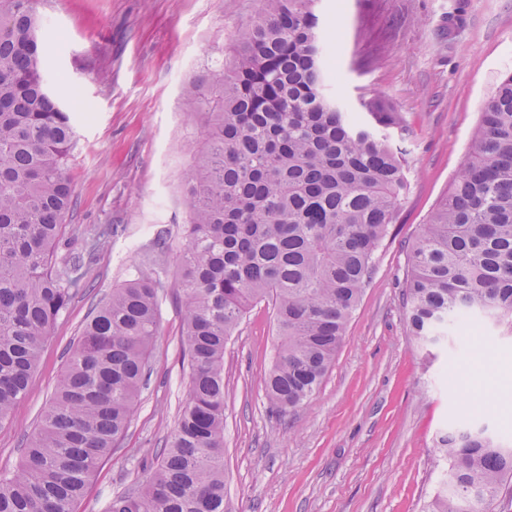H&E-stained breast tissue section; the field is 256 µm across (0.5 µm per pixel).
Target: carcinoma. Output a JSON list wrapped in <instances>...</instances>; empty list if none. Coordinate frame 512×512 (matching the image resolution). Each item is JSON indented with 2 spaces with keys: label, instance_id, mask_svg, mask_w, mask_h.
Wrapping results in <instances>:
<instances>
[{
  "label": "carcinoma",
  "instance_id": "obj_1",
  "mask_svg": "<svg viewBox=\"0 0 512 512\" xmlns=\"http://www.w3.org/2000/svg\"><path fill=\"white\" fill-rule=\"evenodd\" d=\"M38 0H0V427L28 393L56 320L87 287L88 256L66 254L72 202L71 113L50 93L51 43ZM317 0H260L235 35L229 67L183 87L205 120L184 175L189 205L176 288L184 301L188 396L142 487L107 512H227L224 349L253 304L278 332L265 389L285 415L318 389L398 219L404 165L387 131L403 127L383 96L365 117L325 93L335 65ZM410 335L428 344L475 313L512 329V72L482 105L468 157L410 252ZM160 326L157 283L142 275L97 303L41 426L16 470L0 472V512H74L126 432L150 377ZM429 512H492L512 481V443L484 429L450 431Z\"/></svg>",
  "mask_w": 512,
  "mask_h": 512
}]
</instances>
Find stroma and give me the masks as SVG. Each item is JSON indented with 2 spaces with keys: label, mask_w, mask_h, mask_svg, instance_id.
Returning a JSON list of instances; mask_svg holds the SVG:
<instances>
[{
  "label": "stroma",
  "mask_w": 512,
  "mask_h": 512,
  "mask_svg": "<svg viewBox=\"0 0 512 512\" xmlns=\"http://www.w3.org/2000/svg\"><path fill=\"white\" fill-rule=\"evenodd\" d=\"M62 100L80 94L70 160L69 250L113 227L78 294L46 341L27 396L0 427V470L15 468L64 370L66 351L101 297L127 280L157 283L159 335L151 377L118 449L75 512H107L141 487L188 393L184 304L174 287L188 206L183 173L202 124L182 87L259 9L258 0H42ZM339 57L329 78L349 111L381 94L403 112L389 134L405 154L408 191L377 252L345 340L314 396L292 414L265 396L277 331L270 306H250L224 353L228 512H426L444 463L436 438L460 424L512 437L503 379L512 332L474 317L447 342L408 334L411 245L464 164L484 100L512 71V0H318ZM167 244L159 246L158 232Z\"/></svg>",
  "instance_id": "obj_1"
}]
</instances>
